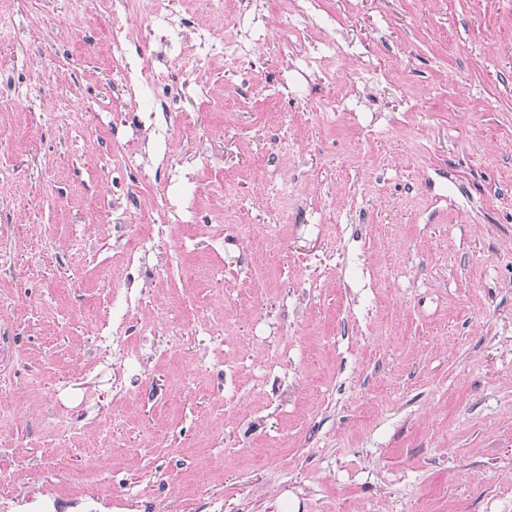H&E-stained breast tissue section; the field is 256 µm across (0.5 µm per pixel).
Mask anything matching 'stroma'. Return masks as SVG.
<instances>
[{
	"instance_id": "35a3bbf8",
	"label": "stroma",
	"mask_w": 512,
	"mask_h": 512,
	"mask_svg": "<svg viewBox=\"0 0 512 512\" xmlns=\"http://www.w3.org/2000/svg\"><path fill=\"white\" fill-rule=\"evenodd\" d=\"M264 14L199 61L205 0L120 49L111 8L0 0L5 512H512V0ZM137 51L169 111L115 100ZM183 31L189 32V43L195 50V56L198 60H206L216 54L232 53L240 57L250 55L251 48L242 43L218 41L213 33L208 30L198 31L194 26L188 23H180Z\"/></svg>"
}]
</instances>
